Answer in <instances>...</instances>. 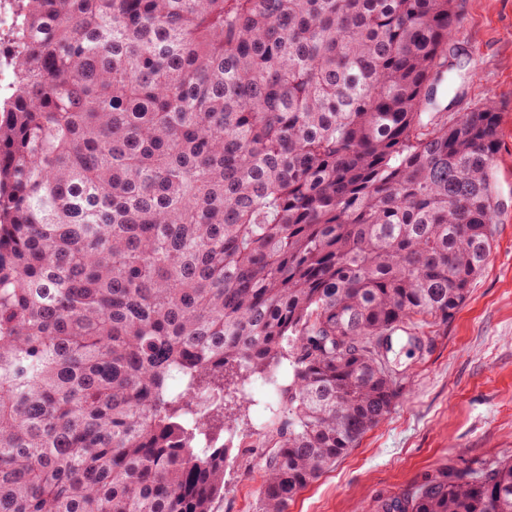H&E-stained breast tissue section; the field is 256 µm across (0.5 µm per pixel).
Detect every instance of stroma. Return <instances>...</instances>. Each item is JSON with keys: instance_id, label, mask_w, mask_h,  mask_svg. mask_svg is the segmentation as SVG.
Listing matches in <instances>:
<instances>
[{"instance_id": "1", "label": "stroma", "mask_w": 512, "mask_h": 512, "mask_svg": "<svg viewBox=\"0 0 512 512\" xmlns=\"http://www.w3.org/2000/svg\"><path fill=\"white\" fill-rule=\"evenodd\" d=\"M455 8L463 22L448 60L461 65L462 77L442 105L455 117L490 101L498 113L490 256L447 325L417 344L412 325L394 332L384 359L402 394L288 512H373L377 500L424 475L512 459V0H455ZM258 467L246 455L227 468L216 512H260Z\"/></svg>"}]
</instances>
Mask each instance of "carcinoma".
Listing matches in <instances>:
<instances>
[{
	"label": "carcinoma",
	"instance_id": "1",
	"mask_svg": "<svg viewBox=\"0 0 512 512\" xmlns=\"http://www.w3.org/2000/svg\"><path fill=\"white\" fill-rule=\"evenodd\" d=\"M0 33V512H215L251 376L261 512L391 412L381 341L491 250L490 103L453 0H11ZM375 512H512V460ZM248 381L246 388L251 396L252 402L241 412H238L237 432L238 435L249 434L259 429L270 415L269 404L273 402V395H268L262 390H257L254 381Z\"/></svg>",
	"mask_w": 512,
	"mask_h": 512
}]
</instances>
